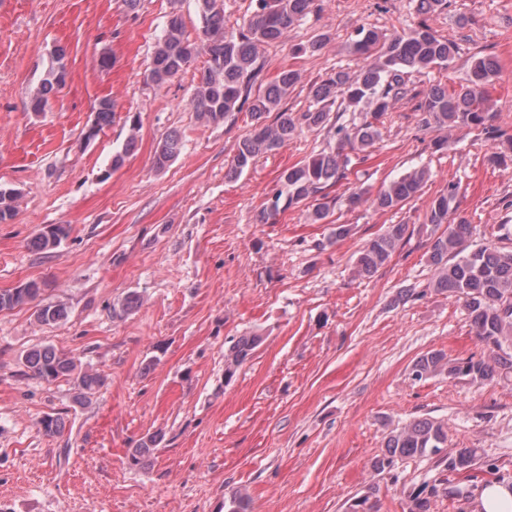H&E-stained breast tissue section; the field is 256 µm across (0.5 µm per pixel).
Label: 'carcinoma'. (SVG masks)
Instances as JSON below:
<instances>
[{"mask_svg": "<svg viewBox=\"0 0 512 512\" xmlns=\"http://www.w3.org/2000/svg\"><path fill=\"white\" fill-rule=\"evenodd\" d=\"M201 34L190 39L182 16L173 14L153 48L148 80L160 86L176 77L199 54L207 57V66L193 93L197 117L205 123L226 121L234 113L248 108L253 125L242 137L231 161L228 174L240 176L254 164L258 156L274 152L294 139L303 128H328L336 144L309 159L284 170L281 187L269 198L260 215L263 224L274 223L276 216L301 202H307L309 219L314 224H327L336 206L330 189L349 180L353 173L352 156L365 154L381 139L382 118L393 101L411 96L419 99V124L452 131L463 127L482 128L485 138L498 144V151L489 156L495 164L506 162L512 150V135L495 123V112L489 102L487 87L498 75L500 65L493 55L474 56L466 78L458 88L432 84L418 90L410 86L407 74L419 73L436 66H446L454 57L456 46L436 34L424 21L409 33L386 37L377 31L358 27L350 35L348 49L363 59L365 66L356 73L337 70L311 90L313 106L294 113L281 107L282 100L300 81L298 71H281L266 88L252 95L262 68L258 64L261 49L281 41L288 31L312 10L313 0H256L253 15L238 32L224 30L223 0H196ZM65 49L50 52L44 78L30 95V107L42 112L50 95L66 82ZM359 112L361 121L344 122L347 112ZM113 105L108 99L99 101L94 110V126L101 131L112 123ZM137 144V126L131 123L130 134L121 150L112 155V167L122 165ZM179 154V140L168 136L158 143L154 164L162 169ZM429 173L414 168L400 178L382 185L375 195L353 190L347 204L356 207L364 202L374 208L391 210L404 205L422 189ZM459 187L448 184L435 197L428 213L426 233L432 276L428 287L462 300L470 327L485 353L480 357L450 359L442 351H432L412 365L415 380L446 375L452 380L472 383H493L512 378V249L494 245L474 246L469 242L470 224L458 213ZM19 193L0 188V223L15 214ZM68 234L65 224H51L38 235L33 246L45 250L56 246ZM409 235V225L389 224L370 238L356 261V273L370 278L387 265ZM41 288L30 282L26 288L0 292V310L38 301L36 319L51 325L65 320V306L38 300ZM264 342L258 333L242 336L224 352V379L230 382L242 366ZM22 361L33 376L51 383L71 376L76 365L63 353L49 346H36L26 351ZM102 384L100 377L84 373L77 377L81 402L86 394ZM158 445L150 436L133 449L129 462L137 466ZM427 456L436 459L449 472L472 469L477 464L478 449L456 448L448 451L447 428L429 419H414L390 430L384 455L374 461L373 468L383 471L395 461ZM374 494L353 499L350 512H378ZM430 497L418 490L410 494L409 512H430ZM224 512H251L249 497L233 493L224 501Z\"/></svg>", "mask_w": 512, "mask_h": 512, "instance_id": "cac0c4a2", "label": "carcinoma"}]
</instances>
